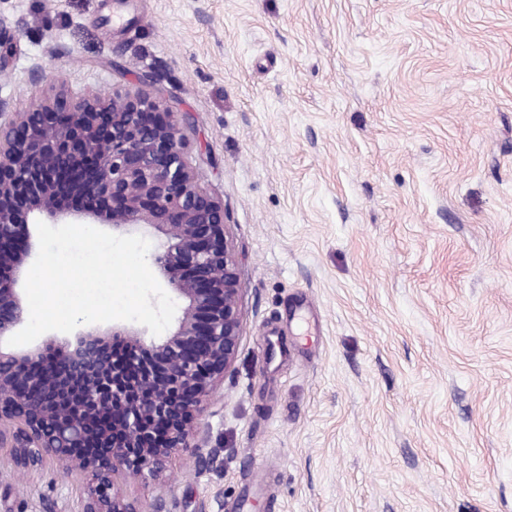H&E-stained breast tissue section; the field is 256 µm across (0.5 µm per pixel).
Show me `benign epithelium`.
Here are the masks:
<instances>
[{"label":"benign epithelium","mask_w":512,"mask_h":512,"mask_svg":"<svg viewBox=\"0 0 512 512\" xmlns=\"http://www.w3.org/2000/svg\"><path fill=\"white\" fill-rule=\"evenodd\" d=\"M17 36L0 18V73ZM189 125L187 113L139 88L73 98L61 83L31 112L0 97V448L12 449L17 475L47 458L90 474L96 485L84 512H170L164 495L147 505L118 497L113 476H156L190 437L198 469L224 466V444L191 430L235 363L242 288L224 239V203L187 152ZM72 182L107 199L108 209L61 205ZM78 220L158 238L153 263L181 304L177 329L148 343L134 325H91L63 341L3 347L25 321L22 285L37 252L30 225ZM117 337L124 350L105 348ZM146 350L162 354L163 371L142 370Z\"/></svg>","instance_id":"benign-epithelium-1"}]
</instances>
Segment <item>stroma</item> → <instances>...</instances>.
I'll return each mask as SVG.
<instances>
[{"instance_id":"obj_1","label":"stroma","mask_w":512,"mask_h":512,"mask_svg":"<svg viewBox=\"0 0 512 512\" xmlns=\"http://www.w3.org/2000/svg\"><path fill=\"white\" fill-rule=\"evenodd\" d=\"M0 96L164 86L225 210L238 355L116 490L171 512H512V0H0ZM314 315L310 325L299 316ZM52 461L0 512H82ZM18 33L0 17V73L9 65L15 39ZM193 436L195 443L193 448H197L195 465L200 470H218L224 466V443L211 444L209 429L202 433L196 432Z\"/></svg>"}]
</instances>
